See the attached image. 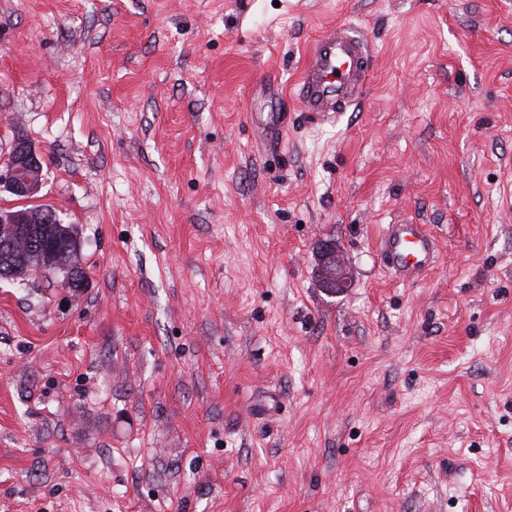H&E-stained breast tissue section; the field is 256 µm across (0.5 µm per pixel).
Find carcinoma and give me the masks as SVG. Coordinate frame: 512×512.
Instances as JSON below:
<instances>
[{"label": "carcinoma", "instance_id": "obj_1", "mask_svg": "<svg viewBox=\"0 0 512 512\" xmlns=\"http://www.w3.org/2000/svg\"><path fill=\"white\" fill-rule=\"evenodd\" d=\"M23 236L29 239L36 237L45 243H51V246L39 252L17 245L8 250L1 249L0 269L10 273H22L34 264L61 269L71 262L78 251V239L74 228L64 224H35L29 234L17 230L15 225L6 231L0 229V239H17Z\"/></svg>", "mask_w": 512, "mask_h": 512}]
</instances>
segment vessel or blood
Here are the masks:
<instances>
[{
	"instance_id": "1",
	"label": "vessel or blood",
	"mask_w": 512,
	"mask_h": 512,
	"mask_svg": "<svg viewBox=\"0 0 512 512\" xmlns=\"http://www.w3.org/2000/svg\"><path fill=\"white\" fill-rule=\"evenodd\" d=\"M367 40L350 24L327 28L311 45L298 81V102L311 116L329 118L347 111L361 96L370 76ZM385 269L411 281L434 263L436 242L422 225L397 221L386 225L379 238Z\"/></svg>"
}]
</instances>
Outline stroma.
Returning <instances> with one entry per match:
<instances>
[{
	"label": "stroma",
	"instance_id": "35a3bbf8",
	"mask_svg": "<svg viewBox=\"0 0 512 512\" xmlns=\"http://www.w3.org/2000/svg\"><path fill=\"white\" fill-rule=\"evenodd\" d=\"M336 22L371 77L314 121ZM21 139L84 279L0 278V512H512V0H0ZM368 41L349 23L327 28L311 45L298 81L302 112L329 118L346 112L370 76ZM384 268L401 281H413L434 263L436 242L421 224H386L379 238ZM316 273L321 287L330 294H344L352 288L350 267L343 253L333 243H324L319 248Z\"/></svg>",
	"mask_w": 512,
	"mask_h": 512
}]
</instances>
